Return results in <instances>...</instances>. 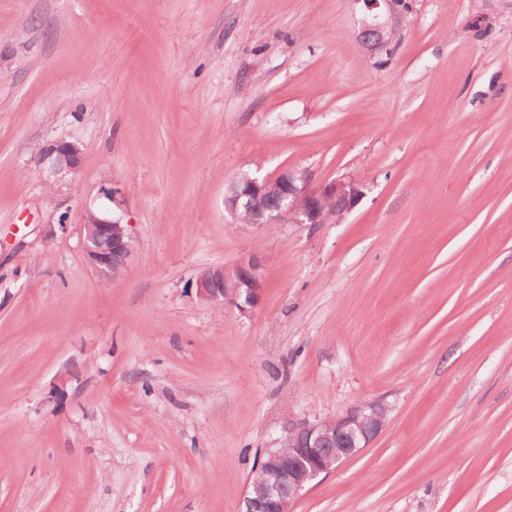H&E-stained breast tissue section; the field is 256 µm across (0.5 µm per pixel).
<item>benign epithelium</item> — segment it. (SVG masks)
<instances>
[{"instance_id": "obj_1", "label": "benign epithelium", "mask_w": 512, "mask_h": 512, "mask_svg": "<svg viewBox=\"0 0 512 512\" xmlns=\"http://www.w3.org/2000/svg\"><path fill=\"white\" fill-rule=\"evenodd\" d=\"M366 14L363 30L377 36L373 47L389 44L405 10L395 0H361ZM34 159L42 170L46 185L60 193L71 188L73 176L81 163V149L71 141L57 139L41 145ZM108 206L84 203V211L95 224L94 233L83 238L85 260L104 277L123 270L133 253L129 225L112 215V205L119 204L116 187L101 188ZM273 196V208H255L254 201ZM363 197L362 184L352 179L315 183L304 170L287 169L274 177L243 176L227 183L224 211L238 219L240 212L250 217L253 226L263 224H326V205L340 202L334 223L352 212ZM264 260L258 254L244 258L234 269L213 266L196 279L199 299L221 304L232 300L241 310L257 307L262 294ZM387 406L364 401L346 414L331 420L309 422L292 417L281 424V434L253 473L241 512H255L261 502L268 512H291L300 493L321 475H326L359 453L378 437L386 425Z\"/></svg>"}]
</instances>
